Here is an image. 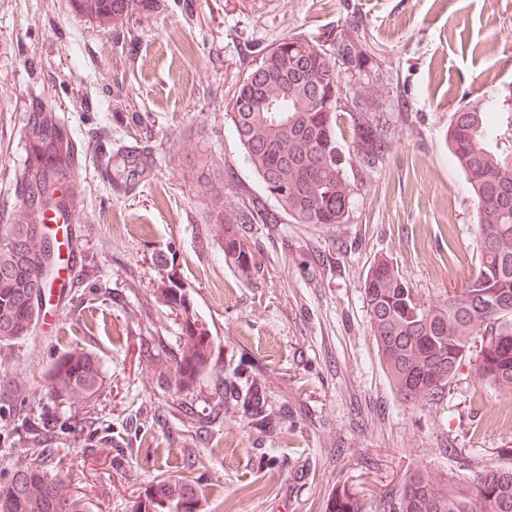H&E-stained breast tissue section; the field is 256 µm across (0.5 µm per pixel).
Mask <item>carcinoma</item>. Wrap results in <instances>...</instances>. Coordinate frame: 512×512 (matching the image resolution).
I'll return each instance as SVG.
<instances>
[{
  "label": "carcinoma",
  "instance_id": "cac0c4a2",
  "mask_svg": "<svg viewBox=\"0 0 512 512\" xmlns=\"http://www.w3.org/2000/svg\"><path fill=\"white\" fill-rule=\"evenodd\" d=\"M73 10L89 19L120 28L137 11L157 7L153 0H71ZM351 53L361 68L362 51L350 41L329 48L302 36L284 38L263 52L267 65L254 88L232 102V130L245 157L264 181L278 172L288 183V196L267 205L269 193L250 194L231 211L217 208L210 220L214 236L224 241V263L244 275L255 268L254 253L241 233L245 224L334 225L349 218L353 187L342 165L336 138L337 102L325 106L328 88L336 89V60ZM288 89L292 124L283 127L278 113L268 111ZM349 116L354 140L349 154L364 174L373 172L392 148L389 117L361 110ZM496 109L464 104L451 113L447 143L470 186L478 220V270L457 291L436 301L414 291L393 261L380 257L361 285L381 367L393 390L411 404L443 400L454 379L466 370L478 381L507 395L512 393V143L491 144ZM28 152L22 186L27 200L17 224H0V345L28 338L41 315V289L53 281L41 272L42 256L51 246L39 233L47 208L63 201L55 187L67 180L73 165L67 128L55 113H33L26 129ZM159 302L184 313L181 333L170 349L167 365L154 373L167 389L182 393L197 382L213 356V340L205 324L189 314L186 294L165 288ZM47 395L63 410L87 402L103 385L99 360L84 349L60 356L47 374ZM240 402L259 423L266 421L260 387L233 368L224 377V403ZM40 441L18 448L20 460L38 455L40 465L17 467L18 481L0 483L4 512H86L71 484L49 469L51 458ZM200 499L186 477L151 482L135 512H198ZM329 512H368L365 502L344 483L332 491ZM388 512H512V468L489 465L474 479L417 468L406 473Z\"/></svg>",
  "mask_w": 512,
  "mask_h": 512
}]
</instances>
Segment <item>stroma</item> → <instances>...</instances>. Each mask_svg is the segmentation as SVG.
<instances>
[{
	"mask_svg": "<svg viewBox=\"0 0 512 512\" xmlns=\"http://www.w3.org/2000/svg\"><path fill=\"white\" fill-rule=\"evenodd\" d=\"M127 28L69 0H0V224L23 210L26 124L56 112L78 151L64 226L79 261L24 342L0 346V376L27 381L28 418L87 512H134L157 475H192L202 512H329L336 482L369 512L414 468L461 476L512 467V395L459 375L433 406L404 402L379 363L360 285L393 259L420 296L459 288L479 264L469 184L446 142L460 105L512 96V0H155ZM356 24L369 52L347 97L391 118L392 149L354 186L346 223L249 224L253 275L224 263L216 203L262 187L231 130L236 83L259 54L300 34L331 44ZM178 284L214 338L180 400L147 368L153 337L181 319L158 301ZM92 352L101 390L76 414L47 396L51 364ZM250 373L275 419L258 432L218 395Z\"/></svg>",
	"mask_w": 512,
	"mask_h": 512,
	"instance_id": "stroma-1",
	"label": "stroma"
}]
</instances>
